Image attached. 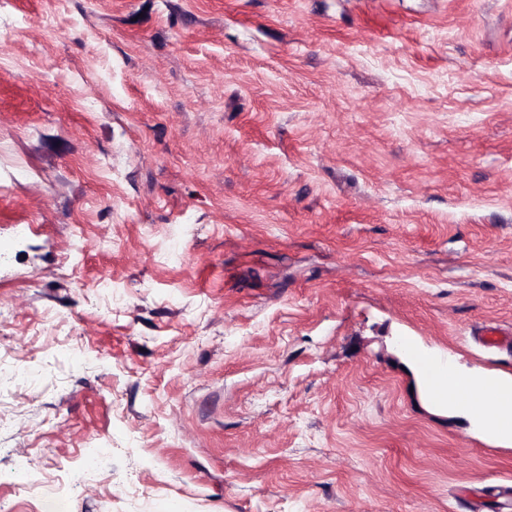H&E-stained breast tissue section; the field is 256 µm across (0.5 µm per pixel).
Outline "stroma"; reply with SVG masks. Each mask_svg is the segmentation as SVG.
Segmentation results:
<instances>
[{
	"mask_svg": "<svg viewBox=\"0 0 512 512\" xmlns=\"http://www.w3.org/2000/svg\"><path fill=\"white\" fill-rule=\"evenodd\" d=\"M490 321L512 0H0V512H468L398 341Z\"/></svg>",
	"mask_w": 512,
	"mask_h": 512,
	"instance_id": "35a3bbf8",
	"label": "stroma"
}]
</instances>
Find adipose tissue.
<instances>
[{
    "label": "adipose tissue",
    "mask_w": 512,
    "mask_h": 512,
    "mask_svg": "<svg viewBox=\"0 0 512 512\" xmlns=\"http://www.w3.org/2000/svg\"><path fill=\"white\" fill-rule=\"evenodd\" d=\"M410 367L432 409L464 420L469 428L504 446H512V377L480 367L450 361L448 371L428 365L429 356L420 348L409 350ZM490 388L506 393V400L486 408L480 396Z\"/></svg>",
    "instance_id": "ef3b65f1"
}]
</instances>
